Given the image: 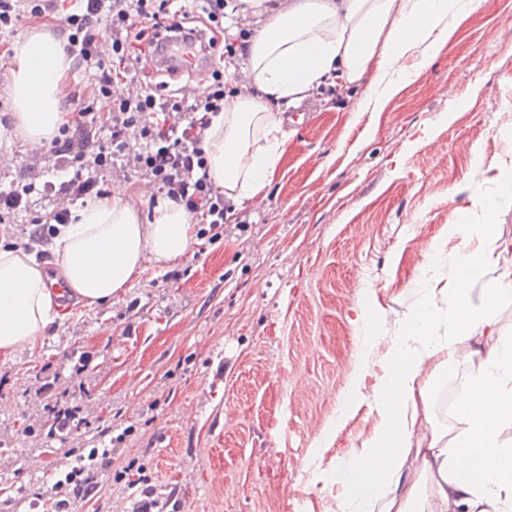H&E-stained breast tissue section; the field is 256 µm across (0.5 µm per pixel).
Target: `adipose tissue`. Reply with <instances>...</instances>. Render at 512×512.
<instances>
[{"instance_id": "obj_1", "label": "adipose tissue", "mask_w": 512, "mask_h": 512, "mask_svg": "<svg viewBox=\"0 0 512 512\" xmlns=\"http://www.w3.org/2000/svg\"><path fill=\"white\" fill-rule=\"evenodd\" d=\"M467 0H290L251 43L243 78L256 96H241L212 116L205 132L208 174L235 204L257 201L275 175L287 142L283 109L325 80L365 85L366 100L393 95L407 81L403 59L420 51L430 63L449 39ZM71 63L59 41L30 34L4 69L13 127L0 136L48 145L67 120ZM496 197L473 201L469 221L451 224L433 242L416 283V302L383 355L368 398L377 428L337 470L344 485L338 512H512V339L500 340L465 381L456 404L464 430L446 436L430 417L423 382L466 360L473 337L496 331L512 282L473 289L486 265L503 256L495 210L512 202V163L494 176ZM193 245V222L167 198L150 221L119 195L72 210L59 225L55 251L63 277L87 304H108L131 287L145 260L171 263ZM453 267L455 277L443 281ZM59 293L32 255L0 248V352L33 345L53 321ZM468 464H461V456Z\"/></svg>"}]
</instances>
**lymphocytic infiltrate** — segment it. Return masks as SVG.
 <instances>
[{
    "label": "lymphocytic infiltrate",
    "mask_w": 512,
    "mask_h": 512,
    "mask_svg": "<svg viewBox=\"0 0 512 512\" xmlns=\"http://www.w3.org/2000/svg\"><path fill=\"white\" fill-rule=\"evenodd\" d=\"M228 5L229 0H75L73 12L61 17L56 0H0L1 52L11 53L19 24L28 19L59 31L67 56L89 74L88 86L71 95V117L48 149L65 174L58 195L73 201L101 196L100 174L126 167L198 223L223 224L224 191L207 174L204 133L227 96L250 93L224 87L225 69L243 65L250 47L247 34L225 28ZM166 23L178 29L198 23L209 31L221 65L212 70L205 95L189 97L145 73L154 31ZM97 100L106 101V111L94 108ZM112 462L105 447L66 450L50 487L57 512H67L71 501L93 498Z\"/></svg>",
    "instance_id": "1"
}]
</instances>
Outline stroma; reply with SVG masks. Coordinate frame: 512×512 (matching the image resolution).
<instances>
[{
    "mask_svg": "<svg viewBox=\"0 0 512 512\" xmlns=\"http://www.w3.org/2000/svg\"><path fill=\"white\" fill-rule=\"evenodd\" d=\"M377 109L354 85L323 87L285 110L288 142L266 198L246 202L223 235L196 227L186 257L144 272L111 304L58 302L33 347L0 354V501L52 512L41 486L59 441L35 394L43 367L82 405L81 447L110 428L114 464L95 499L73 512H126L152 495L160 512H338L336 465L376 428L368 404L336 427L361 335L363 289L379 340L361 384L408 312L430 246L455 209L494 197L512 160V0H478L430 64ZM0 185L51 180V158L0 142ZM152 215L141 177H102ZM478 359L427 386L433 421L461 425L454 403Z\"/></svg>",
    "mask_w": 512,
    "mask_h": 512,
    "instance_id": "35a3bbf8",
    "label": "stroma"
}]
</instances>
